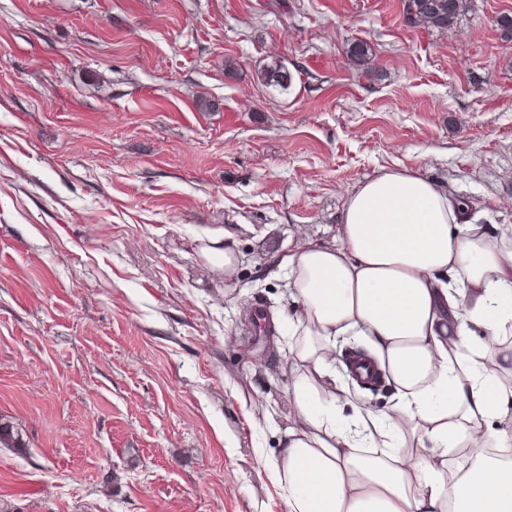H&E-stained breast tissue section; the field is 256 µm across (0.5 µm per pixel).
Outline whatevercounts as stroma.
I'll list each match as a JSON object with an SVG mask.
<instances>
[{
    "instance_id": "1",
    "label": "stroma",
    "mask_w": 512,
    "mask_h": 512,
    "mask_svg": "<svg viewBox=\"0 0 512 512\" xmlns=\"http://www.w3.org/2000/svg\"><path fill=\"white\" fill-rule=\"evenodd\" d=\"M504 15L0 0V421L24 442L0 447V512H288L264 469L291 411L277 263L337 242L347 193L390 168L512 224ZM273 55L288 90L257 81ZM227 238L229 277L206 254Z\"/></svg>"
}]
</instances>
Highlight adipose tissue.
<instances>
[{
	"label": "adipose tissue",
	"instance_id": "ef3b65f1",
	"mask_svg": "<svg viewBox=\"0 0 512 512\" xmlns=\"http://www.w3.org/2000/svg\"><path fill=\"white\" fill-rule=\"evenodd\" d=\"M418 173L357 184L339 241L286 259L293 421L268 467L288 512H512V225L488 232ZM363 338L394 389L381 412L336 375Z\"/></svg>",
	"mask_w": 512,
	"mask_h": 512
}]
</instances>
